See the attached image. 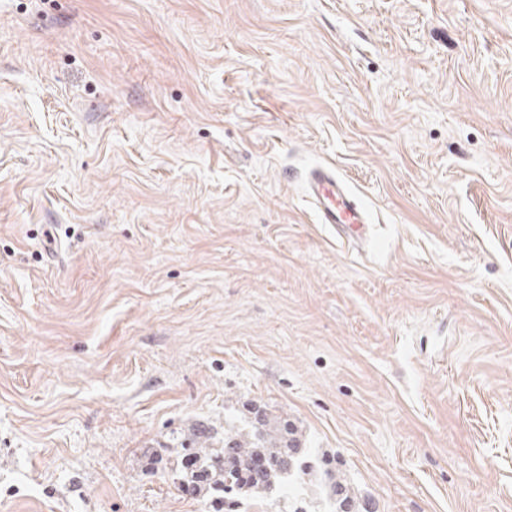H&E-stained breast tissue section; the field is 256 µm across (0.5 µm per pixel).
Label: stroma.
<instances>
[{"label": "stroma", "mask_w": 512, "mask_h": 512, "mask_svg": "<svg viewBox=\"0 0 512 512\" xmlns=\"http://www.w3.org/2000/svg\"><path fill=\"white\" fill-rule=\"evenodd\" d=\"M253 404L512 512V0H0V512H207L171 439ZM306 196L319 223L330 224L336 230L339 243L355 244L367 236V212L334 167L325 166L312 172Z\"/></svg>", "instance_id": "obj_1"}]
</instances>
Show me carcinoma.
Returning <instances> with one entry per match:
<instances>
[{
    "instance_id": "carcinoma-1",
    "label": "carcinoma",
    "mask_w": 512,
    "mask_h": 512,
    "mask_svg": "<svg viewBox=\"0 0 512 512\" xmlns=\"http://www.w3.org/2000/svg\"><path fill=\"white\" fill-rule=\"evenodd\" d=\"M168 471L179 489L198 491L210 512H224L226 494L253 499L276 491L278 501L290 499V512H307L292 503L304 487L317 485L335 512H352L354 494L334 460L309 458L300 447L297 429L284 420L275 425L265 407L224 423V438L197 427L179 442Z\"/></svg>"
}]
</instances>
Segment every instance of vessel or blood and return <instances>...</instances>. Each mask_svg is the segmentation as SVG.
<instances>
[{
    "mask_svg": "<svg viewBox=\"0 0 512 512\" xmlns=\"http://www.w3.org/2000/svg\"><path fill=\"white\" fill-rule=\"evenodd\" d=\"M307 196L320 223L335 229L339 243L354 244L366 237L367 212L334 167L325 166L312 172Z\"/></svg>",
    "mask_w": 512,
    "mask_h": 512,
    "instance_id": "1",
    "label": "vessel or blood"
}]
</instances>
